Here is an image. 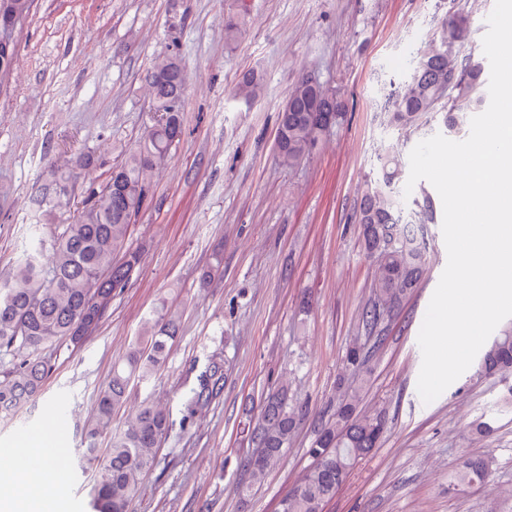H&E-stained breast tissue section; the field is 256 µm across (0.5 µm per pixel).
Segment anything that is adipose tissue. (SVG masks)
Segmentation results:
<instances>
[{
  "label": "adipose tissue",
  "mask_w": 512,
  "mask_h": 512,
  "mask_svg": "<svg viewBox=\"0 0 512 512\" xmlns=\"http://www.w3.org/2000/svg\"><path fill=\"white\" fill-rule=\"evenodd\" d=\"M17 457L0 463V512H56L51 489L62 479L58 461L40 458L33 442L20 445Z\"/></svg>",
  "instance_id": "1"
}]
</instances>
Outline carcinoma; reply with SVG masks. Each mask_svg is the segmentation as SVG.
<instances>
[{"instance_id":"carcinoma-1","label":"carcinoma","mask_w":512,"mask_h":512,"mask_svg":"<svg viewBox=\"0 0 512 512\" xmlns=\"http://www.w3.org/2000/svg\"><path fill=\"white\" fill-rule=\"evenodd\" d=\"M248 23L247 5L224 19V43L237 44ZM472 26L469 12L458 10L444 18L433 38L414 61L410 76L387 101L389 123L415 133L429 116H442L450 133L462 130L469 115L485 100L483 63L472 54L450 55L448 45L462 47ZM456 86L442 95L448 77ZM264 79L257 72L242 76L236 95L255 101L263 94ZM155 125L144 141L128 151L124 162L112 168L105 182L91 188L83 209L74 218L51 225L0 275V412L41 395L53 372L52 355L60 347L82 345L105 314L112 295L126 287L138 265V256L126 250L132 220L141 211L149 187L171 159L172 148L184 134L180 116L186 73L174 56L162 58L149 75ZM344 117V104L315 77L297 78L279 110L276 156L293 168L308 160L323 134ZM381 178L365 184L355 223L359 224L367 253L374 263L372 298L363 309V326L372 331L382 308H395L421 281L427 245L412 239L410 225L402 223L399 195L394 187L401 171V147L391 144L379 155ZM94 162L80 154L57 164L45 175L41 202L65 214L80 171ZM417 206L415 223H436L434 201L428 194ZM124 253L123 259L116 255ZM180 323L166 311L142 322L138 340L125 366H113L107 385L95 398L93 417L85 429L81 461L94 472L91 512H131L142 491L144 477L157 462L158 448L169 430V415L159 403L147 400L126 420L122 432L110 437V446L96 440L110 430L112 416L127 400L130 378L149 379L161 366L167 344L177 338ZM485 376L512 373V322L504 324L481 357ZM187 403L188 415L205 409L223 389L222 353L213 352L197 378ZM360 390L339 394L336 409L324 421L309 448L312 465L302 481L281 501V512H322L355 465L370 454L387 430L380 413L358 412ZM299 412L288 403V386L265 399L260 418L249 435L258 440L262 455L244 464L251 483L262 481L290 447ZM492 464L484 457L461 462L448 481V492L464 491L484 482Z\"/></svg>"}]
</instances>
